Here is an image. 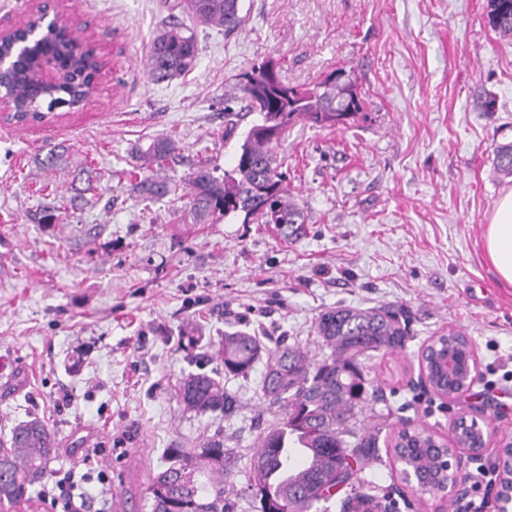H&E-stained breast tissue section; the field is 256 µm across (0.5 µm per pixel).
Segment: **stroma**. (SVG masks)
I'll return each instance as SVG.
<instances>
[{
    "label": "stroma",
    "mask_w": 512,
    "mask_h": 512,
    "mask_svg": "<svg viewBox=\"0 0 512 512\" xmlns=\"http://www.w3.org/2000/svg\"><path fill=\"white\" fill-rule=\"evenodd\" d=\"M178 0H63L74 33L91 39L104 77L84 110L49 122L0 123V433L31 418L52 426L51 471L96 455L113 495L143 499L166 468L165 451L215 434L237 453L230 512H255L248 463L274 416L249 380L229 381V418L195 414L172 398L186 373L215 369L208 356L229 326L317 351L327 308L390 306L408 324L404 350L377 353L371 374L410 423L447 437L459 416L512 438V284L485 251L488 224L512 177L494 169L512 141V40L489 22L488 0H241L233 34L195 26L194 68L169 82L147 73L148 47ZM281 79L313 87L345 70L362 112L333 128L297 119L279 153L302 209L300 234L242 217L181 224L182 202L148 205L130 185L150 175L136 158L155 138L178 139L165 177L184 185L195 163L231 170L248 115L221 139L224 94L266 58ZM56 167L38 161L55 144ZM96 170L97 203L74 191ZM65 212L38 223L41 198ZM193 325L199 342L182 346ZM451 331L473 345L478 371L452 401L418 380V355ZM390 454L362 480L399 512H452L456 494L414 499Z\"/></svg>",
    "instance_id": "stroma-1"
}]
</instances>
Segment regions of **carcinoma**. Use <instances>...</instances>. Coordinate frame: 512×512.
Returning a JSON list of instances; mask_svg holds the SVG:
<instances>
[{"mask_svg":"<svg viewBox=\"0 0 512 512\" xmlns=\"http://www.w3.org/2000/svg\"><path fill=\"white\" fill-rule=\"evenodd\" d=\"M240 0H180L178 7L192 21L221 27L229 33L244 22ZM490 22L504 38H512V0H490ZM43 46L58 55L61 64L75 67L69 82L42 95L24 75V59L14 57V77L3 84L22 112L38 101L32 118L42 120L62 104L72 108L87 102L92 80L100 64L92 50L65 30L49 34ZM198 44L183 23L163 27L150 44L148 75L155 83L170 81L191 70ZM236 93L224 97L242 102L260 121L247 131L232 171L217 175L218 168L199 162L188 177L189 200L178 222L217 224L244 214L245 224H303L302 211L288 199L285 173L278 149L288 127L303 117L315 125L334 127L363 110V99L343 70L333 71L311 89L282 81L273 59L261 63L239 79ZM174 140L154 141L142 157L161 169L175 160ZM497 173L512 177V143L495 147ZM142 201L155 203L176 192L165 178L148 175L132 183ZM318 343L330 353L317 359L297 344L283 341L270 347L263 337L245 330L224 332L211 354L221 366L210 372L190 373L175 393L179 407L201 413L232 415L237 398L227 388L232 379H247L254 366L265 361L266 373L260 397L281 411V418L258 436L245 492L257 504V512H384L372 487L355 485V475L369 461L379 458L377 440L389 427V415L375 406L386 403L378 381L370 376L367 360L379 352L402 350L407 340L397 312L388 307L367 310L338 306L323 312L316 325ZM446 347L462 357L473 356L467 337L460 332L437 337L426 348V367H431L434 347ZM460 443H474L481 433L476 419L457 418ZM55 431L40 419L16 424L10 437L0 441V509L30 512L37 498L28 487L40 482L55 459ZM391 451L415 478L447 479L442 460L448 447L427 429L399 431ZM169 466L152 476L147 488L151 512H228L225 506L235 486L224 481L231 474L235 452L216 434L200 448H169Z\"/></svg>","mask_w":512,"mask_h":512,"instance_id":"1","label":"carcinoma"}]
</instances>
